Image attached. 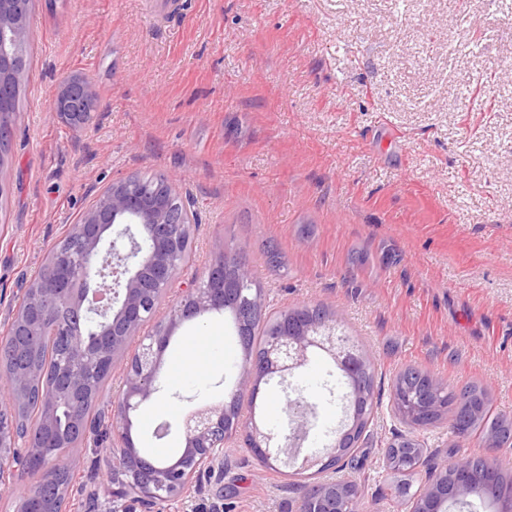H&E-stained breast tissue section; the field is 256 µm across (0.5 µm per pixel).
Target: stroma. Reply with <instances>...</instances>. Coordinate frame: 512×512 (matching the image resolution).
Here are the masks:
<instances>
[{
	"label": "stroma",
	"instance_id": "35a3bbf8",
	"mask_svg": "<svg viewBox=\"0 0 512 512\" xmlns=\"http://www.w3.org/2000/svg\"><path fill=\"white\" fill-rule=\"evenodd\" d=\"M29 64L11 156L0 167V337L21 282L106 185L161 175L191 203V287L220 252L243 250L267 313L321 305L376 368L354 467L358 512H408L391 496L389 442L481 455L450 415L410 430L393 407L414 366L449 388L477 382L512 416V0H33ZM94 83L81 133L49 116L61 77ZM474 96H467V89ZM282 257L268 263V249ZM223 363L134 413L146 456L177 457L178 424L228 398L243 349L230 314L209 319ZM297 383L316 406L310 445L342 417L323 360ZM223 473L180 512H300L303 477L263 466L241 439ZM71 512H112L87 447L68 453Z\"/></svg>",
	"mask_w": 512,
	"mask_h": 512
}]
</instances>
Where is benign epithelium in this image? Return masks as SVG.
<instances>
[{"label":"benign epithelium","mask_w":512,"mask_h":512,"mask_svg":"<svg viewBox=\"0 0 512 512\" xmlns=\"http://www.w3.org/2000/svg\"><path fill=\"white\" fill-rule=\"evenodd\" d=\"M32 0H0V104L21 84L20 53L30 37ZM96 90L82 74H70L57 85L50 117L74 132L83 130L96 110ZM14 134V121L0 116V165ZM195 217L188 208L175 217L149 187L134 177L101 190L81 221L51 252L42 275L28 284L16 301L11 331L0 338V492L29 478L24 512H67L66 486L60 458L49 448L68 447L67 439L83 441L103 431L110 446L98 458L112 470V512L132 500L141 512H170L200 486L201 475L224 472L226 447L242 430L246 447L266 466H296L321 474L339 472L343 449L326 446L318 454H302L316 418L303 393L288 388L311 357H323L338 374L356 378L370 358L359 344L342 335L335 320L313 319L283 332L275 321L259 352L243 361L231 402L256 397L260 384L274 381L286 399L288 421L280 428L254 417L224 427L229 404H201L180 421L185 448L174 461L158 467L132 441L131 412L160 388V366L177 321L230 311L243 324L251 310L220 282L224 255H219L193 287L167 302L168 287L184 254ZM153 330L143 332L147 324ZM123 366L121 391L107 401L105 429L91 427L86 409L102 400L103 383L116 365ZM35 398L42 409L37 428L18 447V405ZM398 452L385 457L390 473L412 472L402 465L424 449L411 437L393 444ZM455 498L477 495L494 505L493 512H512V503L488 498L467 483L466 471L455 467ZM448 460L430 473L424 490L411 492V512H445L448 505ZM358 488L340 476L319 481L309 512H356Z\"/></svg>","instance_id":"7a95c632"}]
</instances>
